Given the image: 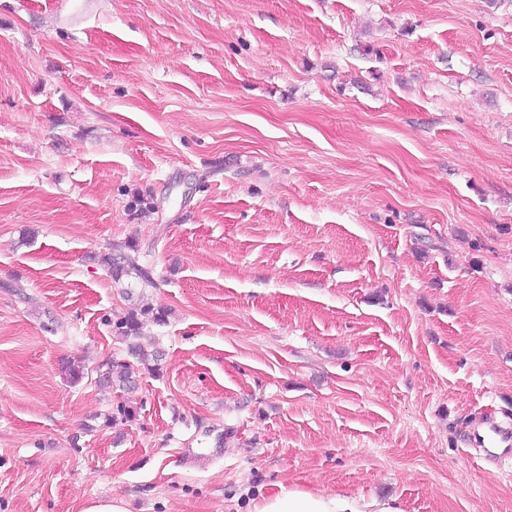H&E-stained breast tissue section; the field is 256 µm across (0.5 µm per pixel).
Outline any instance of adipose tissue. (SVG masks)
Instances as JSON below:
<instances>
[{
  "mask_svg": "<svg viewBox=\"0 0 512 512\" xmlns=\"http://www.w3.org/2000/svg\"><path fill=\"white\" fill-rule=\"evenodd\" d=\"M253 512H403L397 499L371 500L344 492L322 493L297 486L284 487L260 498Z\"/></svg>",
  "mask_w": 512,
  "mask_h": 512,
  "instance_id": "1",
  "label": "adipose tissue"
}]
</instances>
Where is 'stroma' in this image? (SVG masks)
I'll return each mask as SVG.
<instances>
[{"mask_svg": "<svg viewBox=\"0 0 512 512\" xmlns=\"http://www.w3.org/2000/svg\"><path fill=\"white\" fill-rule=\"evenodd\" d=\"M505 413L512 0H0V512H512ZM124 249L128 252H119L116 257L111 254L104 255L102 257V263L106 265L112 274V279L115 283L120 282L122 277L129 276L133 271L136 275H139L142 279H148V275L143 271L142 268L136 263V259L131 255L130 252L135 253L137 251V245L133 242L125 244ZM156 323H164L167 310L154 308L151 305H137L132 308L127 316L113 325V335L121 343L126 345L127 353L149 371L157 372L160 369L162 355L158 352H151L144 349L140 344L142 323L140 316L150 315ZM117 359H109L105 363L106 370L104 373L100 375V382L105 385L124 388L131 385L132 375H131V367L132 365L126 361L125 358ZM468 445L481 448L485 456L497 461L511 459L512 427L494 417L485 418L470 432ZM252 512H404L397 498L365 501L349 493H322L297 486L260 497Z\"/></svg>", "mask_w": 512, "mask_h": 512, "instance_id": "1", "label": "stroma"}]
</instances>
